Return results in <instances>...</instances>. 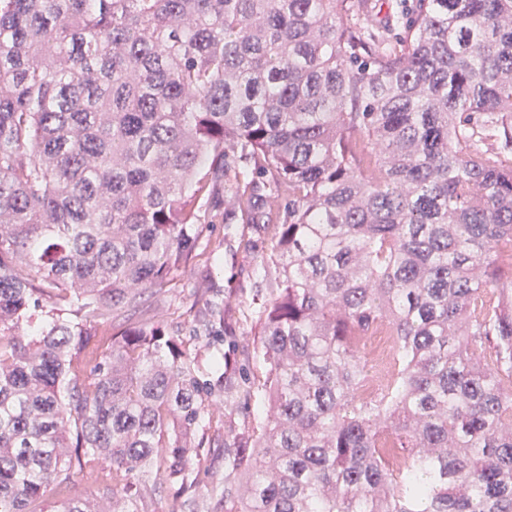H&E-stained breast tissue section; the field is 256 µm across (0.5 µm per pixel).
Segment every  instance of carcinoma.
I'll return each mask as SVG.
<instances>
[{"label": "carcinoma", "instance_id": "carcinoma-1", "mask_svg": "<svg viewBox=\"0 0 512 512\" xmlns=\"http://www.w3.org/2000/svg\"><path fill=\"white\" fill-rule=\"evenodd\" d=\"M368 8L0 0V512H148L152 469L199 512L201 423L215 512H512V0ZM205 168L267 236L241 432L235 354L100 330L200 256ZM377 4L376 9L374 10V14L369 20L366 22L369 26V29L374 30V32L383 35L384 38L395 41L398 36L397 30H391L388 27L383 28L384 17L387 14L392 12L402 10L403 12H410L411 6L413 4V0H370ZM372 26V27H371ZM377 336H386L385 345L382 350L376 345ZM377 336L366 337L359 343L360 352L366 365V376L364 379V391L366 395H374L383 388L392 374L395 344L391 336H387L385 330H380ZM205 460L202 462V468L198 475V480L202 488L211 487L216 485L219 480L224 479V453L220 448H217V442L213 444L211 441L207 442Z\"/></svg>", "mask_w": 512, "mask_h": 512}]
</instances>
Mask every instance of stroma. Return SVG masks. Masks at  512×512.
I'll return each instance as SVG.
<instances>
[{
    "instance_id": "1",
    "label": "stroma",
    "mask_w": 512,
    "mask_h": 512,
    "mask_svg": "<svg viewBox=\"0 0 512 512\" xmlns=\"http://www.w3.org/2000/svg\"><path fill=\"white\" fill-rule=\"evenodd\" d=\"M224 181L209 179L203 198L205 226L198 242L199 250H208L213 241L224 243V264L219 268L186 269L174 275L165 288L147 291L137 307H121L113 311L107 325L121 329L151 318L162 322L170 334L183 338L201 362H209L212 354L223 346V339L209 335L202 322L205 300L229 299L231 310L227 321L239 340L254 342L259 325L253 315L252 297L257 286L255 265L257 254H245L238 248L240 239L261 241L262 236L252 225L224 221ZM366 365L364 391L373 395L383 388L393 370L395 344L386 339L377 347L375 337L359 344Z\"/></svg>"
}]
</instances>
